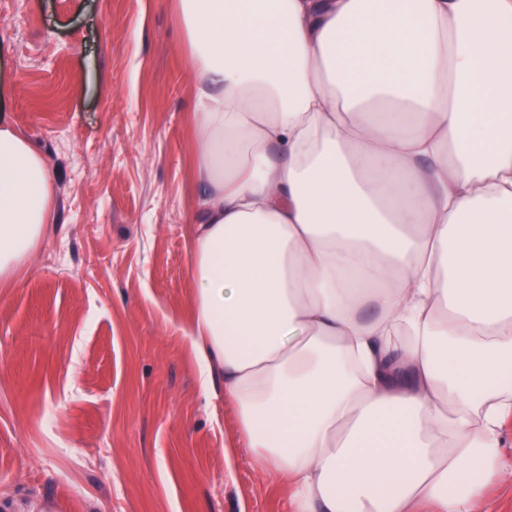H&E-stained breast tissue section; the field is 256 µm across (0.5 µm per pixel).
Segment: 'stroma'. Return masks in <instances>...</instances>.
Listing matches in <instances>:
<instances>
[{"label": "stroma", "mask_w": 512, "mask_h": 512, "mask_svg": "<svg viewBox=\"0 0 512 512\" xmlns=\"http://www.w3.org/2000/svg\"><path fill=\"white\" fill-rule=\"evenodd\" d=\"M176 0H0V122L51 168L56 210L0 283V512H290L186 338L194 102ZM503 468L475 512H512Z\"/></svg>", "instance_id": "stroma-1"}]
</instances>
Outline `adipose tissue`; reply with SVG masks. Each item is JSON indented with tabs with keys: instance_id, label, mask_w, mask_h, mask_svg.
I'll return each instance as SVG.
<instances>
[{
	"instance_id": "ef3b65f1",
	"label": "adipose tissue",
	"mask_w": 512,
	"mask_h": 512,
	"mask_svg": "<svg viewBox=\"0 0 512 512\" xmlns=\"http://www.w3.org/2000/svg\"><path fill=\"white\" fill-rule=\"evenodd\" d=\"M188 339L292 512H473L512 416V0H178ZM56 205L0 127V281Z\"/></svg>"
}]
</instances>
